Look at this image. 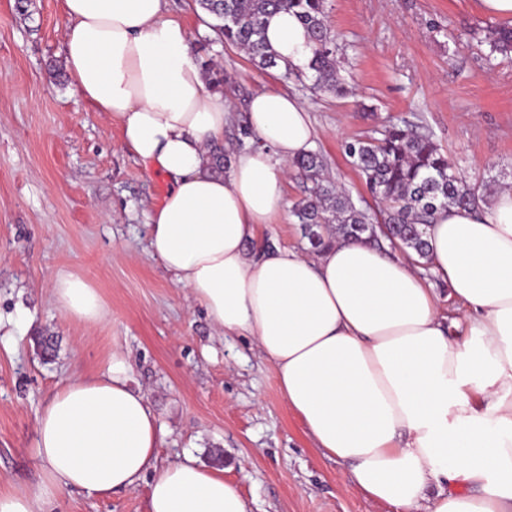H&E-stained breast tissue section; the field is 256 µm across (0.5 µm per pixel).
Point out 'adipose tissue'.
Listing matches in <instances>:
<instances>
[{"label": "adipose tissue", "mask_w": 512, "mask_h": 512, "mask_svg": "<svg viewBox=\"0 0 512 512\" xmlns=\"http://www.w3.org/2000/svg\"><path fill=\"white\" fill-rule=\"evenodd\" d=\"M70 82L119 120L122 144L170 182L147 215L149 246L220 336L251 337L281 396L353 486L395 512H512V189L470 211L436 213L428 270L337 239L309 257L253 250L285 209L290 163L314 148L306 105L257 91L245 117L208 87L168 0H62ZM281 67L307 69L297 17L265 18ZM244 120L252 133L224 173L208 148ZM459 306L443 314L426 274ZM52 294L72 319L104 317L85 280ZM113 355L95 378L66 381L36 415L37 482L0 493V512H47L62 492L105 496L149 479L147 512H250L223 470L192 455L162 466V426Z\"/></svg>", "instance_id": "adipose-tissue-1"}]
</instances>
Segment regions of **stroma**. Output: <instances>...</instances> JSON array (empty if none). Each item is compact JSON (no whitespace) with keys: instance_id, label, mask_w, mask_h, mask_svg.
Listing matches in <instances>:
<instances>
[{"instance_id":"obj_1","label":"stroma","mask_w":512,"mask_h":512,"mask_svg":"<svg viewBox=\"0 0 512 512\" xmlns=\"http://www.w3.org/2000/svg\"><path fill=\"white\" fill-rule=\"evenodd\" d=\"M202 59H215L244 105L274 88L308 107L330 178L359 208L379 206L342 144L390 119L430 132L470 181L512 185V58L487 61L492 19L479 0H326L349 92L312 95L260 70L199 27L196 0H170ZM61 0H0V492L35 482L36 413L70 376L95 377L127 355L131 384L163 425L161 462L194 455L220 468L251 512H393L354 489L281 398L275 366L246 336H217L202 307L153 256L146 214L167 190L121 142L119 121L53 78L63 62ZM309 253L291 213L256 247ZM83 278L105 318L85 325L56 304L57 275ZM148 481L106 498L63 492L54 512H146Z\"/></svg>"}]
</instances>
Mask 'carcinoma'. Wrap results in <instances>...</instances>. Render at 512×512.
I'll return each instance as SVG.
<instances>
[{"label":"carcinoma","instance_id":"cac0c4a2","mask_svg":"<svg viewBox=\"0 0 512 512\" xmlns=\"http://www.w3.org/2000/svg\"><path fill=\"white\" fill-rule=\"evenodd\" d=\"M212 15L211 28L219 40L239 47L250 62L266 70L278 66L276 54L264 35V18L277 10L294 12L312 42L310 65L313 89L340 97L348 89L339 77L338 37L331 34L324 0H197ZM489 55L512 54V25L488 28ZM365 185L383 206L382 224H374L356 208L349 195L325 176L323 156L311 151L295 160L294 176L304 184V197L292 206L311 247L319 251L335 238L378 242L384 237L401 250L410 249L427 260L429 245L424 229L440 210H471L491 192L489 184L470 182L432 136L407 122L389 123L381 137L357 138L343 145Z\"/></svg>","mask_w":512,"mask_h":512}]
</instances>
